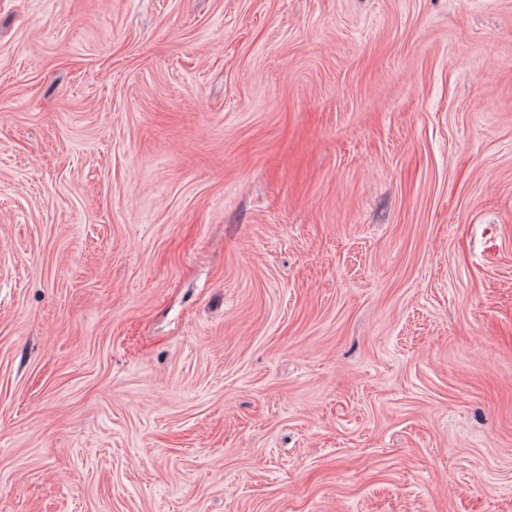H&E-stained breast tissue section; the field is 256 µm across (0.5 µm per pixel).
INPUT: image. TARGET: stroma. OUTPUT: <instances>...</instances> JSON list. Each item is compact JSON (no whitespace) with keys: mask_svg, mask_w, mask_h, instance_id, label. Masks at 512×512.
Instances as JSON below:
<instances>
[{"mask_svg":"<svg viewBox=\"0 0 512 512\" xmlns=\"http://www.w3.org/2000/svg\"><path fill=\"white\" fill-rule=\"evenodd\" d=\"M0 512H512V0H0Z\"/></svg>","mask_w":512,"mask_h":512,"instance_id":"35a3bbf8","label":"stroma"}]
</instances>
